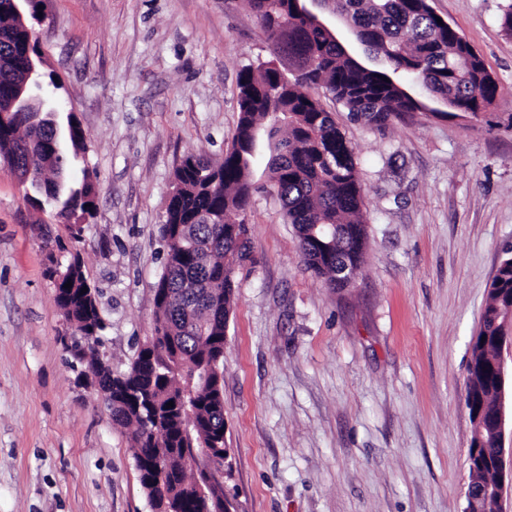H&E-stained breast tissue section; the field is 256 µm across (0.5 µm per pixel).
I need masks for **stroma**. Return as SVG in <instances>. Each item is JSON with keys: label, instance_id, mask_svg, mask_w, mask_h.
<instances>
[{"label": "stroma", "instance_id": "1", "mask_svg": "<svg viewBox=\"0 0 512 512\" xmlns=\"http://www.w3.org/2000/svg\"><path fill=\"white\" fill-rule=\"evenodd\" d=\"M501 95L480 120L428 112L378 127L320 86L359 158L369 244L352 287L304 265L266 168L252 166V263L224 341V492L237 512H464L470 340L512 244V0H429ZM33 30L61 109L85 133L97 211L80 239L0 170V512H152L129 428L67 346L52 261L79 256L126 372L153 330L174 171L219 161L241 70L288 69L244 0H44Z\"/></svg>", "mask_w": 512, "mask_h": 512}]
</instances>
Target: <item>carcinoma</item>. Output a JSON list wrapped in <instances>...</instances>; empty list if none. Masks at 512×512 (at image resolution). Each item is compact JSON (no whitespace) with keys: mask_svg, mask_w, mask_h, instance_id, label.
I'll return each mask as SVG.
<instances>
[{"mask_svg":"<svg viewBox=\"0 0 512 512\" xmlns=\"http://www.w3.org/2000/svg\"><path fill=\"white\" fill-rule=\"evenodd\" d=\"M277 55L274 61L247 67L238 76L239 122L224 159L212 162L190 155L175 172L174 193L166 203L161 233L167 247L164 272L156 284L152 336L129 371L115 375L98 359L104 329L95 291L79 258L64 269L56 304L75 325V359L101 378L112 397V418L131 426L135 458L162 460V469L146 466L139 480L149 499L162 484L175 512H201L188 490L181 448L199 456L224 445V400L218 377L198 381L202 366L224 358V337L234 301L235 266L252 261L248 244L231 236L253 191L251 132L262 129L276 139L268 162L270 188L293 224L307 269L328 287L349 288L345 270L358 275L367 247V219L358 175V157L332 113L305 88L321 85L352 116L378 126L404 121L422 110L408 94L407 77L425 92L447 100L477 119L495 104L500 85L482 58L464 53L458 31L437 23L426 0H323L347 25L359 30L378 67H363L345 54L329 34L297 15L293 0H244ZM37 52L32 26L11 15L10 0H0V108L9 106L25 69ZM51 130L30 122L26 112L0 119V168L14 163L43 176L54 172ZM84 134L74 122L63 166L85 162ZM79 191L66 209L53 213L74 239L89 227L96 209V185L88 168L76 170ZM72 283L67 288L65 284ZM86 293H81L82 289ZM512 314V245L491 281L479 329L471 339L466 398L484 406L482 436L493 451L498 402L494 365L501 356L495 337ZM174 406L169 408L167 403Z\"/></svg>","mask_w":512,"mask_h":512,"instance_id":"obj_1","label":"carcinoma"}]
</instances>
